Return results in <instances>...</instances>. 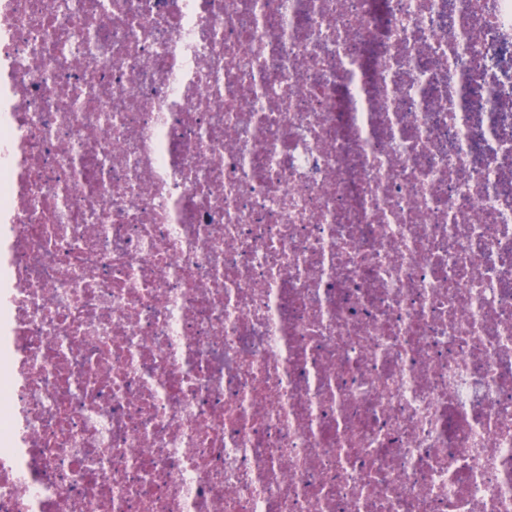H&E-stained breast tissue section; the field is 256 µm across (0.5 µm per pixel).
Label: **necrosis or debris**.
<instances>
[{
	"mask_svg": "<svg viewBox=\"0 0 512 512\" xmlns=\"http://www.w3.org/2000/svg\"><path fill=\"white\" fill-rule=\"evenodd\" d=\"M0 512H512V0H0Z\"/></svg>",
	"mask_w": 512,
	"mask_h": 512,
	"instance_id": "4bbe7bcc",
	"label": "necrosis or debris"
}]
</instances>
